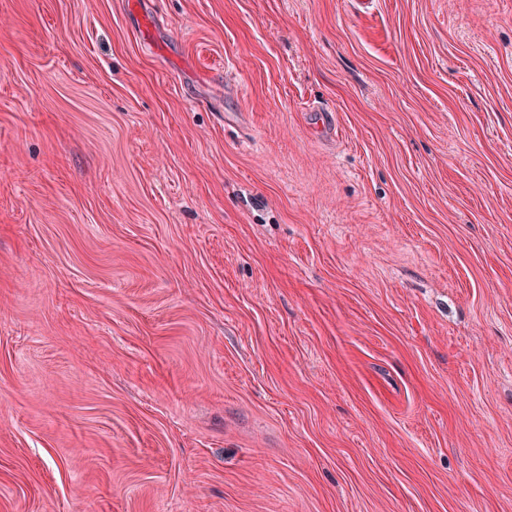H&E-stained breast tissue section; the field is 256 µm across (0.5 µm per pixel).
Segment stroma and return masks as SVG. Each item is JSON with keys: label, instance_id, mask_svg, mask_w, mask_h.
<instances>
[{"label": "stroma", "instance_id": "35a3bbf8", "mask_svg": "<svg viewBox=\"0 0 512 512\" xmlns=\"http://www.w3.org/2000/svg\"><path fill=\"white\" fill-rule=\"evenodd\" d=\"M0 512H512V0H0Z\"/></svg>", "mask_w": 512, "mask_h": 512}]
</instances>
